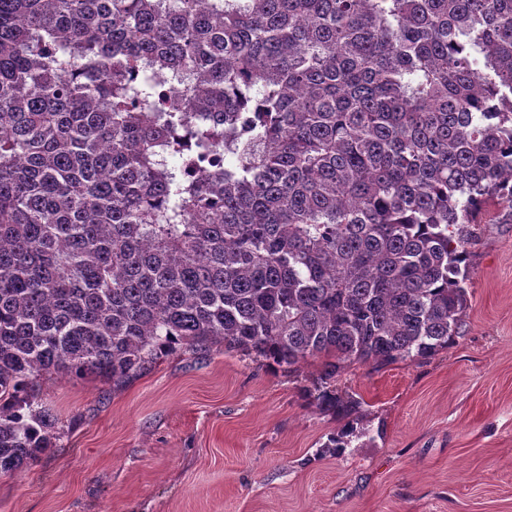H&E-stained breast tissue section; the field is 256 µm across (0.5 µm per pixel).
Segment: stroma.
I'll return each mask as SVG.
<instances>
[{"label": "stroma", "mask_w": 512, "mask_h": 512, "mask_svg": "<svg viewBox=\"0 0 512 512\" xmlns=\"http://www.w3.org/2000/svg\"><path fill=\"white\" fill-rule=\"evenodd\" d=\"M468 308L434 356L271 369L214 345L115 384L38 379L55 447L0 473V512H512V206L473 228ZM350 431V444L328 447Z\"/></svg>", "instance_id": "obj_1"}]
</instances>
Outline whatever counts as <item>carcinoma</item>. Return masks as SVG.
<instances>
[{"label":"carcinoma","instance_id":"carcinoma-1","mask_svg":"<svg viewBox=\"0 0 512 512\" xmlns=\"http://www.w3.org/2000/svg\"><path fill=\"white\" fill-rule=\"evenodd\" d=\"M495 201L512 0H0V473L41 377L448 348Z\"/></svg>","mask_w":512,"mask_h":512}]
</instances>
